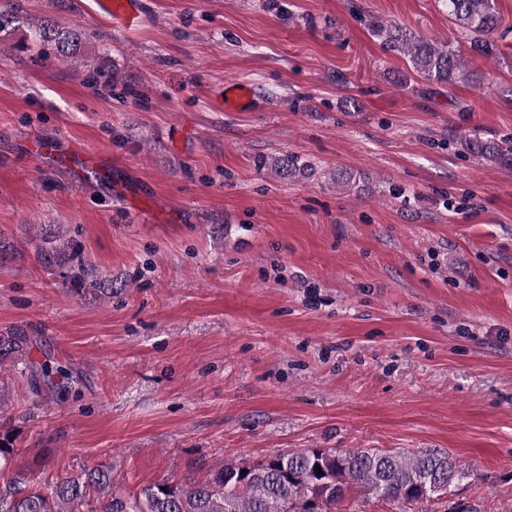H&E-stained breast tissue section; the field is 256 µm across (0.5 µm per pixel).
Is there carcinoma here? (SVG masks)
Returning a JSON list of instances; mask_svg holds the SVG:
<instances>
[{"label": "carcinoma", "mask_w": 512, "mask_h": 512, "mask_svg": "<svg viewBox=\"0 0 512 512\" xmlns=\"http://www.w3.org/2000/svg\"><path fill=\"white\" fill-rule=\"evenodd\" d=\"M20 0H0V30L18 18ZM448 19L464 36L470 49L498 60L500 42L509 30L502 28L496 0H443ZM373 36L392 52L409 58L414 72L438 84L469 78L448 40L429 41L396 23L369 21ZM32 42L51 43L61 57L82 48L86 36L61 27L56 19L42 15L31 27ZM473 156L496 165H512V136L483 138L474 133L460 141ZM276 173L292 177L307 164L293 154L273 160ZM68 254L61 274L63 284L80 291L93 289L81 257V247L69 240L64 249H38L43 263L59 262ZM34 343L17 329L0 332V373L4 366L19 367L20 376L37 395L62 397L80 384L77 370L31 356ZM16 438L14 429L0 423V466L10 462ZM322 474H317V471ZM447 451L422 448L409 454L375 448H309L277 452L258 462H226L210 469L207 476L184 482L149 484L130 496L112 478V466L87 467L77 475H59L44 483L17 473L0 485V512H334L346 495L375 498L409 505L431 502L451 492L470 478Z\"/></svg>", "instance_id": "1"}]
</instances>
